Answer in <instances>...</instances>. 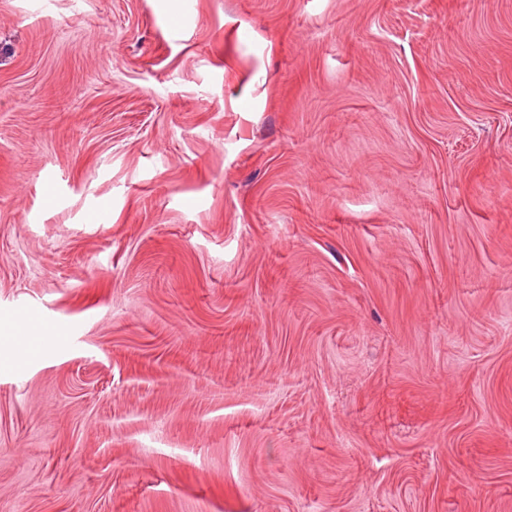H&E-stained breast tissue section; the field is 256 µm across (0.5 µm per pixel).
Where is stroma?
<instances>
[{
    "label": "stroma",
    "mask_w": 512,
    "mask_h": 512,
    "mask_svg": "<svg viewBox=\"0 0 512 512\" xmlns=\"http://www.w3.org/2000/svg\"><path fill=\"white\" fill-rule=\"evenodd\" d=\"M177 11L0 0V512H512V0Z\"/></svg>",
    "instance_id": "stroma-1"
}]
</instances>
